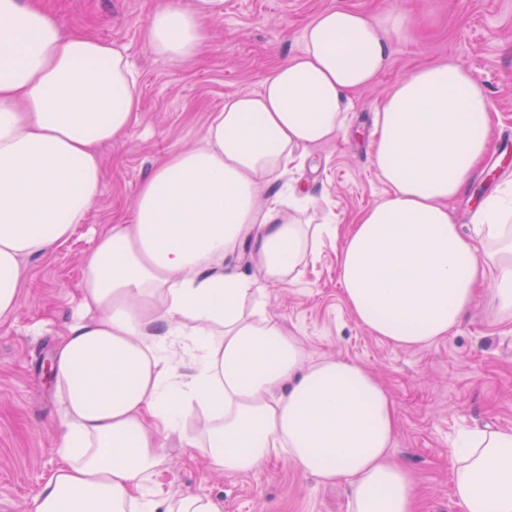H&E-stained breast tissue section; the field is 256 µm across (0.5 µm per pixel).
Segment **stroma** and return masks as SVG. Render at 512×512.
<instances>
[{
    "instance_id": "35a3bbf8",
    "label": "stroma",
    "mask_w": 512,
    "mask_h": 512,
    "mask_svg": "<svg viewBox=\"0 0 512 512\" xmlns=\"http://www.w3.org/2000/svg\"><path fill=\"white\" fill-rule=\"evenodd\" d=\"M44 2L71 28L126 48L138 72L140 111L129 136L102 149L104 183L85 223L28 260L17 310L0 321V512H20L61 462L60 401L45 366L80 312L78 283L96 239L124 222L159 160L203 139L225 95L258 89L299 50L304 25L336 6L376 19L404 15L409 35L393 44L391 65L379 82L355 94L345 133L318 148L301 170L266 184L271 193L298 184L337 227L335 236L320 240L315 260L295 283L267 289V313L299 338L307 362L334 356L375 372L397 406L393 455L414 475L421 512H460L450 488L452 442L488 425L512 428V320L495 318L481 297L447 337L399 347L353 318L338 254L358 211L386 191L370 160L377 106L385 89L416 66L452 59L468 67L495 112L492 151L454 201L456 223L469 226L477 202L512 180V167L500 164L503 140L512 135V0H210L206 45L191 64L147 51L155 0ZM155 484L171 496H208L219 512H347L343 488L302 474L280 451L255 471L221 475L208 471L200 449L174 436L165 443Z\"/></svg>"
}]
</instances>
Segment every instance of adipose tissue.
<instances>
[{"mask_svg":"<svg viewBox=\"0 0 512 512\" xmlns=\"http://www.w3.org/2000/svg\"><path fill=\"white\" fill-rule=\"evenodd\" d=\"M208 16L157 0L146 47L187 62ZM399 17L336 6L254 91L213 113L203 140L170 152L138 188L125 223L87 256L85 313L59 344L62 463L25 512H217L195 495L151 492L163 446L195 410L185 444L210 469H258L285 450L297 469L345 484L348 512H420L417 484L391 451L395 402L367 368L305 364L300 340L266 312V289L296 281L332 217L306 221L296 190L261 182L339 138L355 92L388 68ZM140 109L126 50L73 31L41 0H0V319L17 309L28 258L84 223L104 182L100 151ZM371 161L386 195L362 211L338 266L345 301L373 335L402 348L448 336L482 289L512 320V183L484 198L472 228L450 206L491 149L485 86L456 61L420 66L376 110ZM252 274L224 271L237 248ZM191 358L179 373L177 352ZM462 512H512V429L486 427L448 450Z\"/></svg>","mask_w":512,"mask_h":512,"instance_id":"adipose-tissue-1","label":"adipose tissue"}]
</instances>
